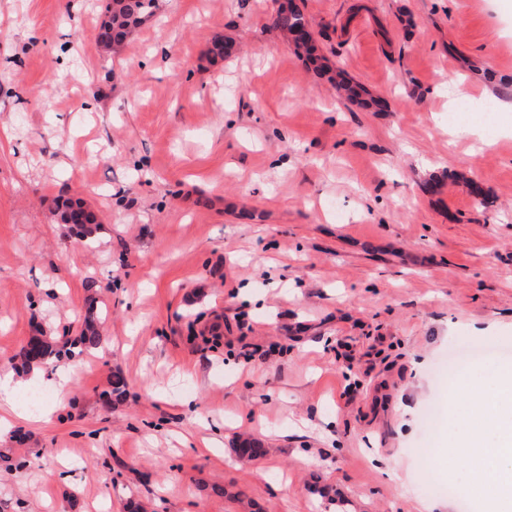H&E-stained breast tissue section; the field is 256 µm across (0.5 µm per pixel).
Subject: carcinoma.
Returning a JSON list of instances; mask_svg holds the SVG:
<instances>
[{
  "mask_svg": "<svg viewBox=\"0 0 512 512\" xmlns=\"http://www.w3.org/2000/svg\"><path fill=\"white\" fill-rule=\"evenodd\" d=\"M159 0H106L104 17L96 33V42L104 53H115L127 39L149 18L156 15ZM273 26L291 40L296 50L308 55L316 66L318 74L327 77L336 86V91L346 100L365 110L381 112L386 102L383 98L372 96L362 87L344 79L340 72L326 58L316 54V38L310 21L298 0H288L284 5L273 0ZM233 52L232 44L217 36L208 51L211 59L224 58ZM102 342L97 319L87 317L80 335L74 339L68 357L74 358L99 347ZM60 356L52 343L35 337L22 353V364L30 368L35 364H46Z\"/></svg>",
  "mask_w": 512,
  "mask_h": 512,
  "instance_id": "1",
  "label": "carcinoma"
}]
</instances>
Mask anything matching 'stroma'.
I'll list each match as a JSON object with an SVG mask.
<instances>
[{
  "label": "stroma",
  "mask_w": 512,
  "mask_h": 512,
  "mask_svg": "<svg viewBox=\"0 0 512 512\" xmlns=\"http://www.w3.org/2000/svg\"><path fill=\"white\" fill-rule=\"evenodd\" d=\"M104 3L0 0V371L91 309L103 337L65 410L0 434V512H512L447 454L512 383V0H304L383 112L271 0H160L110 57ZM272 21L273 26L279 30L287 40L290 39L296 50L308 55L310 61L316 66L318 74L327 77L336 86V91L341 97L355 103L365 110L381 112L386 102L382 97L371 96L362 87L354 85L344 79L340 72L330 64L326 58L316 54V38L312 31L310 21L303 7L297 0H288V6H284L278 0H273ZM301 35L303 40L297 36Z\"/></svg>",
  "instance_id": "stroma-1"
}]
</instances>
